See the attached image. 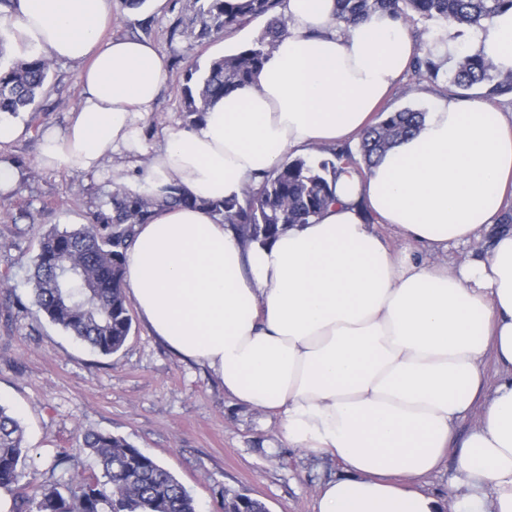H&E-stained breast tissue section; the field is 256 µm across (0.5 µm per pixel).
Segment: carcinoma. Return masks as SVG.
<instances>
[{
    "instance_id": "1",
    "label": "carcinoma",
    "mask_w": 512,
    "mask_h": 512,
    "mask_svg": "<svg viewBox=\"0 0 512 512\" xmlns=\"http://www.w3.org/2000/svg\"><path fill=\"white\" fill-rule=\"evenodd\" d=\"M283 0H194L187 24L200 23L197 38L219 37L252 20L269 17L260 37L248 48L212 59L205 67L190 65L182 85L183 112L196 124L213 100L253 83L264 59L288 32ZM512 9V0H336V27L364 21L379 11L408 21L417 15L455 27L485 29L484 22ZM50 61L38 57L0 69V115L36 111L49 77ZM410 69L437 80L443 62L433 53L415 54ZM457 93L478 89L489 99L512 96V74L503 76L476 54L463 56L447 73ZM426 113L405 107L389 112L359 142L360 158L348 149H328L330 159L299 157L276 169L242 196L206 206L232 225L243 244L265 243L290 224H309L335 201L339 164L377 162L399 141L419 132ZM198 199L173 187L162 198L117 190L111 208L92 214L77 228H54L44 235L33 261V303L52 323L94 352L111 356L125 345L132 317L123 290L126 251L136 227L146 224L161 205L188 206ZM70 277L61 284L57 271ZM83 448L97 458L101 476L70 477L50 484L20 485L27 450L19 420L0 405V491L12 496L10 512H198L194 498L175 476L151 456L109 433H88ZM225 507L236 512H268L259 499L225 492Z\"/></svg>"
}]
</instances>
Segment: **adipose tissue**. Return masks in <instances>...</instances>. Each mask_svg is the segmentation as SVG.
Segmentation results:
<instances>
[{"mask_svg":"<svg viewBox=\"0 0 512 512\" xmlns=\"http://www.w3.org/2000/svg\"><path fill=\"white\" fill-rule=\"evenodd\" d=\"M288 33L254 84L166 131L144 188L177 186L200 206H163L126 253L124 287L169 348L209 368L225 392L278 416L288 447L340 461L318 512H443L424 491L459 439L454 512H512V231L493 233L512 197V113L485 99L436 100L420 131L371 169L337 174L336 201L310 224L242 245L203 201L241 195L274 168L357 138L416 51L406 25L376 12L336 30V0H284ZM111 0H13L0 16L25 56L82 64L83 94L40 168L92 173L137 155L138 128L166 77L148 41L103 39ZM471 52L512 73V10ZM373 222H366V215ZM394 228L391 249L376 225ZM490 236L483 258L437 254ZM502 373L486 388L482 358Z\"/></svg>","mask_w":512,"mask_h":512,"instance_id":"1","label":"adipose tissue"}]
</instances>
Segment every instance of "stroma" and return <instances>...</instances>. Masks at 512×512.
<instances>
[{
    "mask_svg": "<svg viewBox=\"0 0 512 512\" xmlns=\"http://www.w3.org/2000/svg\"><path fill=\"white\" fill-rule=\"evenodd\" d=\"M193 12V0H167L160 9L146 0L137 10L112 0L110 36L152 41L169 74L151 119L137 133L145 149L160 145L167 128L185 127L181 85L187 67L252 45L268 22L262 16L202 42L175 25ZM408 27L425 52L449 38L465 49L472 38L471 30L434 20ZM449 90L446 77L420 81L408 73L382 109L427 110ZM81 93L80 65L52 61L37 111L19 114L22 135L0 146V159L20 172L14 189L0 195V405L24 428L25 481L53 482L51 466L62 452L70 474H99L81 444L86 434L101 432L124 437L159 461L196 499L199 512H224L228 490L260 499L269 512H318L316 492L342 476L341 465L285 445L276 417L226 395L208 368L175 354L141 318L133 319L118 353L102 356L33 306L28 275L40 236L82 221L105 207L113 192L110 169L87 175L37 165L44 133L64 128Z\"/></svg>",
    "mask_w": 512,
    "mask_h": 512,
    "instance_id": "obj_1",
    "label": "stroma"
}]
</instances>
